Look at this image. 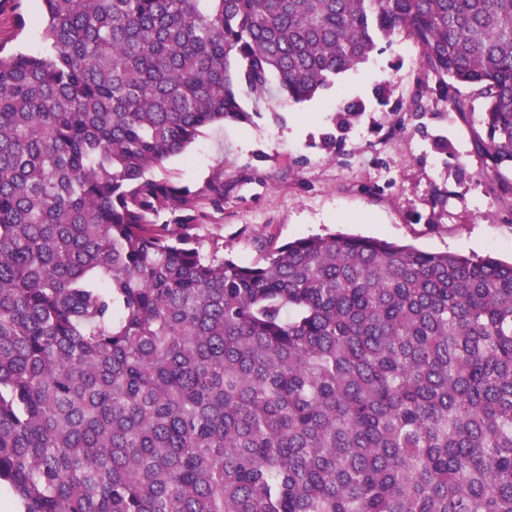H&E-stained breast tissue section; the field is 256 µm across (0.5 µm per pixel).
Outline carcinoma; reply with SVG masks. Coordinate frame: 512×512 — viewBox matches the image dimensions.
Instances as JSON below:
<instances>
[{
	"instance_id": "1",
	"label": "carcinoma",
	"mask_w": 512,
	"mask_h": 512,
	"mask_svg": "<svg viewBox=\"0 0 512 512\" xmlns=\"http://www.w3.org/2000/svg\"><path fill=\"white\" fill-rule=\"evenodd\" d=\"M42 6L43 51L0 44V485L21 512H512V263L334 232L244 264L191 233L223 178L150 176L404 34L405 111L483 100L476 147L511 193L512 0Z\"/></svg>"
}]
</instances>
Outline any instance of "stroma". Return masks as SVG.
<instances>
[{"instance_id": "stroma-1", "label": "stroma", "mask_w": 512, "mask_h": 512, "mask_svg": "<svg viewBox=\"0 0 512 512\" xmlns=\"http://www.w3.org/2000/svg\"><path fill=\"white\" fill-rule=\"evenodd\" d=\"M0 43L43 48L39 0H0ZM420 49L407 36L341 75L312 101L263 112L253 123H216L153 178L200 191L224 179V207L205 208L194 232L250 263L289 241L342 231L424 251L492 255L512 261V197L487 175L475 147V112L429 102L412 116ZM387 83L384 99L375 88ZM366 110L335 132L334 110L351 100ZM335 133L336 146L323 137Z\"/></svg>"}]
</instances>
